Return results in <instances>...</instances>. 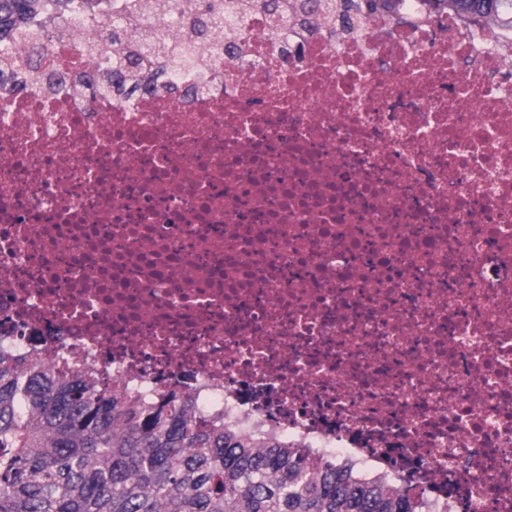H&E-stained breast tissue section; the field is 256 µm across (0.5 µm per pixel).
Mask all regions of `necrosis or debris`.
I'll return each mask as SVG.
<instances>
[{
	"instance_id": "necrosis-or-debris-1",
	"label": "necrosis or debris",
	"mask_w": 512,
	"mask_h": 512,
	"mask_svg": "<svg viewBox=\"0 0 512 512\" xmlns=\"http://www.w3.org/2000/svg\"><path fill=\"white\" fill-rule=\"evenodd\" d=\"M0 41V354L329 456L423 512H512V28L221 19L116 90L119 20Z\"/></svg>"
}]
</instances>
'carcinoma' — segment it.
<instances>
[{
  "label": "carcinoma",
  "mask_w": 512,
  "mask_h": 512,
  "mask_svg": "<svg viewBox=\"0 0 512 512\" xmlns=\"http://www.w3.org/2000/svg\"><path fill=\"white\" fill-rule=\"evenodd\" d=\"M40 0H0V37ZM395 0H323V23L393 9ZM462 17L512 27V0H431ZM262 8L288 19L303 0H193L185 26ZM113 36L125 54L158 66L190 61L168 48ZM402 492L286 442L202 419L170 390L151 402L79 371L0 356V512H418Z\"/></svg>",
  "instance_id": "obj_1"
}]
</instances>
